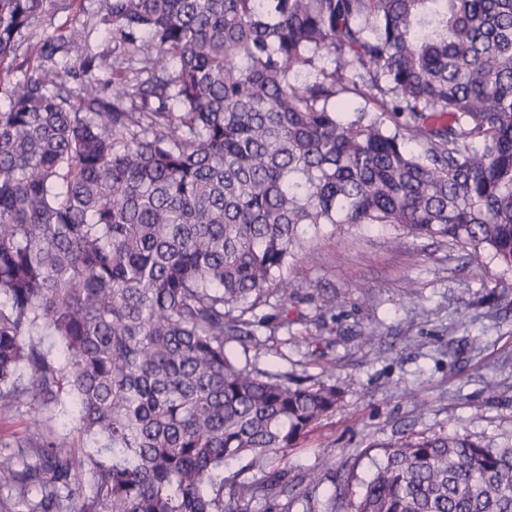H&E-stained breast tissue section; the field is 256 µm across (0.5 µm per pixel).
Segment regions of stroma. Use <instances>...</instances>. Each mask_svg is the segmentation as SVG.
I'll return each mask as SVG.
<instances>
[{
	"label": "stroma",
	"instance_id": "stroma-1",
	"mask_svg": "<svg viewBox=\"0 0 512 512\" xmlns=\"http://www.w3.org/2000/svg\"><path fill=\"white\" fill-rule=\"evenodd\" d=\"M102 7L83 0L73 12L42 15L31 31L83 29ZM305 241L308 257L294 272L302 286L287 313L256 308L268 325L254 341L228 346L240 364L321 379L343 395L289 449L290 474L320 471L323 501L345 477V461L370 473L376 457L363 450L375 442L457 431L512 444V292L497 288L502 271L489 255L375 226L325 224ZM326 296L337 300L329 313Z\"/></svg>",
	"mask_w": 512,
	"mask_h": 512
}]
</instances>
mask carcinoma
Here are the masks:
<instances>
[{"instance_id": "cac0c4a2", "label": "carcinoma", "mask_w": 512, "mask_h": 512, "mask_svg": "<svg viewBox=\"0 0 512 512\" xmlns=\"http://www.w3.org/2000/svg\"><path fill=\"white\" fill-rule=\"evenodd\" d=\"M0 0V512H274L336 386L235 361L300 229L379 224L512 273V0H105L118 52ZM49 331L57 353L44 348ZM323 512H512V445H376ZM241 457L256 479L224 465ZM359 481L360 492L352 490ZM34 418L44 419L45 413L35 411L29 405H21L13 418L0 421V455H10L16 451L15 441L26 433V426ZM5 443L10 448H4Z\"/></svg>"}]
</instances>
